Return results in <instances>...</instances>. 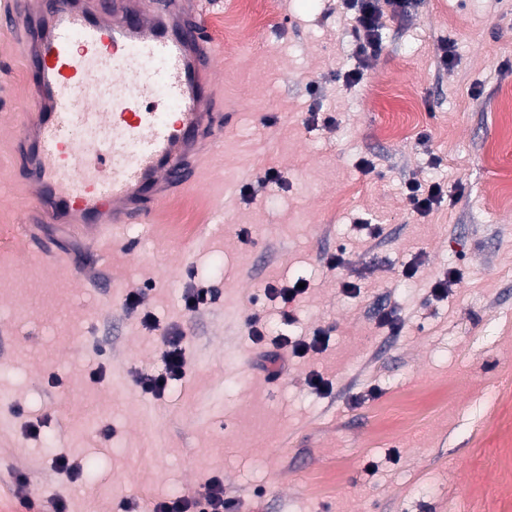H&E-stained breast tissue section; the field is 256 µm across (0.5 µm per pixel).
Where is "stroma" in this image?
Here are the masks:
<instances>
[{
	"mask_svg": "<svg viewBox=\"0 0 512 512\" xmlns=\"http://www.w3.org/2000/svg\"><path fill=\"white\" fill-rule=\"evenodd\" d=\"M203 6L232 120L193 192L200 209L183 238L134 224L103 249L92 234L26 221L16 135L32 88L0 28V387L14 393L0 404V512H24L29 493L45 512L60 498L67 512L126 501L150 512L200 497L213 477L253 512L502 506L493 424L512 420V205L490 191L512 156L494 162L486 149L512 89V0H412L382 17L371 58L357 55L337 0ZM352 70L361 78L349 86ZM270 168L280 183L260 185ZM431 180L447 196L422 215L406 186ZM39 242L76 262L41 257ZM451 268L460 282L435 295ZM301 277L309 289L283 325L281 301L260 290ZM199 288L216 299L193 313L185 299ZM385 310L398 330L379 325ZM255 313L270 339L324 329V350L288 357L267 380L248 334ZM168 329L187 370L157 399L136 377L161 369ZM313 372L329 390L307 385ZM497 390L509 399L489 400ZM402 397L418 427L382 415ZM50 444L94 483L57 473Z\"/></svg>",
	"mask_w": 512,
	"mask_h": 512,
	"instance_id": "stroma-1",
	"label": "stroma"
}]
</instances>
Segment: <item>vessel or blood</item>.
I'll return each instance as SVG.
<instances>
[{
	"label": "vessel or blood",
	"instance_id": "1",
	"mask_svg": "<svg viewBox=\"0 0 512 512\" xmlns=\"http://www.w3.org/2000/svg\"><path fill=\"white\" fill-rule=\"evenodd\" d=\"M18 32L35 99L17 138L34 224L111 235L198 182L224 128L198 0H38Z\"/></svg>",
	"mask_w": 512,
	"mask_h": 512
}]
</instances>
